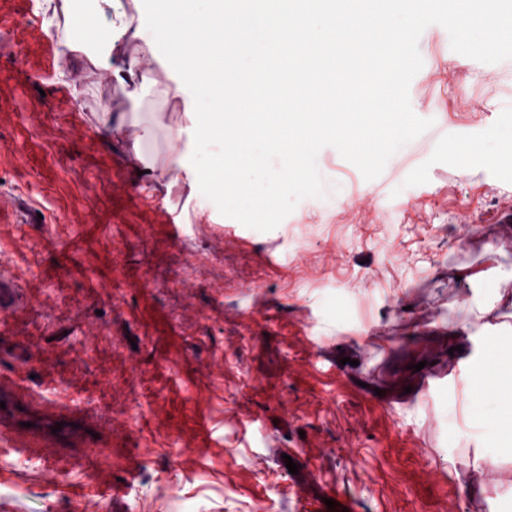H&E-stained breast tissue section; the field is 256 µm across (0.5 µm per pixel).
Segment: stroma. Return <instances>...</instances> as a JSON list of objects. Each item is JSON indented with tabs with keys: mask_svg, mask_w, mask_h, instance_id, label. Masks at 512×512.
Returning a JSON list of instances; mask_svg holds the SVG:
<instances>
[{
	"mask_svg": "<svg viewBox=\"0 0 512 512\" xmlns=\"http://www.w3.org/2000/svg\"><path fill=\"white\" fill-rule=\"evenodd\" d=\"M90 8L66 0L55 17L36 0L0 30V201L43 217L0 223V273L20 289L0 422L45 440L39 468L0 469V505L300 512L334 485L359 512H512L503 402L472 385L488 341L512 350V233L478 242L461 226L496 223L512 201V167L489 163L512 152V59L462 56L428 26L409 96L434 126L371 181L323 148L324 197L260 232L223 216L196 175L165 174L194 101L141 39L112 54L137 59L135 98L80 52L48 76L19 70L30 23L61 45L67 15Z\"/></svg>",
	"mask_w": 512,
	"mask_h": 512,
	"instance_id": "obj_1",
	"label": "stroma"
}]
</instances>
